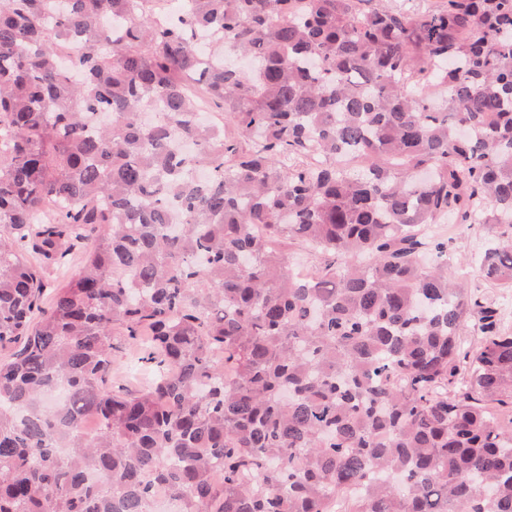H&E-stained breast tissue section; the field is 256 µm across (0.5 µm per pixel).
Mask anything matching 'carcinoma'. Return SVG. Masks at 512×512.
<instances>
[{"instance_id": "carcinoma-1", "label": "carcinoma", "mask_w": 512, "mask_h": 512, "mask_svg": "<svg viewBox=\"0 0 512 512\" xmlns=\"http://www.w3.org/2000/svg\"><path fill=\"white\" fill-rule=\"evenodd\" d=\"M362 2L0 0V512H512V0ZM448 228L458 227L452 242H448V249L454 254L459 272L466 278V285L471 292L484 295L502 313L510 312V324L503 319L505 328L512 327V291L493 287L483 281L472 268V259L482 250L485 242V230L475 227L467 230L460 224H445ZM114 340L119 348L113 354L109 384L114 386L131 384L134 387H142L149 383L152 378L151 372L145 367L136 365L138 347L132 345L123 336H114Z\"/></svg>"}]
</instances>
